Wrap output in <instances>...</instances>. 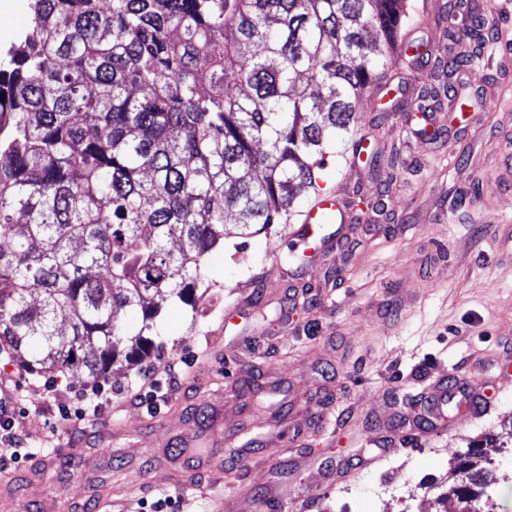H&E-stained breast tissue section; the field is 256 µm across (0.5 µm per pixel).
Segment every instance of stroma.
Masks as SVG:
<instances>
[{
  "label": "stroma",
  "instance_id": "obj_1",
  "mask_svg": "<svg viewBox=\"0 0 512 512\" xmlns=\"http://www.w3.org/2000/svg\"><path fill=\"white\" fill-rule=\"evenodd\" d=\"M447 0H408L417 55L399 86L360 98L354 140L368 151L334 155L323 186L353 205L349 239L334 257L290 279L276 258L289 227L228 237L207 256L196 307L172 302L146 337L155 351L137 367L116 363L112 407L92 421H64L54 399L30 394L13 430L44 445L54 466L44 488L67 512H99L90 484L111 486L112 512H214L240 495L241 512H264L274 484L288 486L298 512H424L465 460L470 444L494 437L484 457L492 480L512 472V0H466L491 35L476 67L447 74L448 53L467 47L448 22ZM454 87L426 122L408 104L425 88ZM396 158L395 169L386 161ZM261 304L222 332L243 292ZM295 307L281 317L286 294ZM178 365L170 377L167 365ZM456 373L484 394L482 415L442 436L396 427L435 377ZM169 389L154 409L134 404L137 375ZM254 431H291L297 444L239 463L240 419ZM116 431L101 442L103 429ZM82 454L70 455L72 444ZM376 448L378 461L341 479L319 469ZM223 465L214 477L212 463ZM179 487L163 491L167 473Z\"/></svg>",
  "mask_w": 512,
  "mask_h": 512
}]
</instances>
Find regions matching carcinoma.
Returning <instances> with one entry per match:
<instances>
[{"label": "carcinoma", "mask_w": 512, "mask_h": 512, "mask_svg": "<svg viewBox=\"0 0 512 512\" xmlns=\"http://www.w3.org/2000/svg\"><path fill=\"white\" fill-rule=\"evenodd\" d=\"M405 2L32 0L0 55V341L50 377L148 357L164 304L196 306L225 216L247 236L319 193L358 99L409 49ZM411 108L442 101L425 90ZM459 469L455 494L477 500L482 470Z\"/></svg>", "instance_id": "obj_1"}]
</instances>
